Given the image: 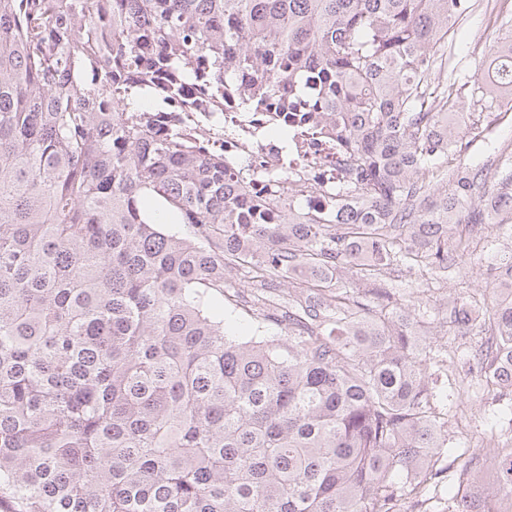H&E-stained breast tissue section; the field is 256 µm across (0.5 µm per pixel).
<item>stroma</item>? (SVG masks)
<instances>
[{"label":"stroma","mask_w":512,"mask_h":512,"mask_svg":"<svg viewBox=\"0 0 512 512\" xmlns=\"http://www.w3.org/2000/svg\"><path fill=\"white\" fill-rule=\"evenodd\" d=\"M468 13L460 17L452 28L450 37L456 47V75L464 84L465 92L478 89L481 84V64L491 49L503 37L512 33V8L505 0H471ZM494 115L482 113L480 122L485 135L470 143L467 150L454 155L452 166L483 164L489 154H496L504 167L512 166V124H494ZM505 229L486 228L475 236L476 250L465 257L462 264L447 273L422 280L404 267L388 271L387 281L404 294L411 309L428 312L438 326L433 330L431 342L435 347L451 348L455 359L448 373L433 372L430 382L435 390L447 389L449 378L469 380L472 375L471 355L481 341L478 334L457 336L442 327L448 302L463 292L483 294L491 292L494 281L491 270L498 266L504 254L512 252V214L505 215ZM512 406V394L502 398L477 389L464 391L461 398L448 402V439L460 454L450 460L452 471L461 470L471 453L489 457L494 446L484 440L487 425L502 417L506 407Z\"/></svg>","instance_id":"1"}]
</instances>
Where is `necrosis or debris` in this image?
I'll use <instances>...</instances> for the list:
<instances>
[{
	"label": "necrosis or debris",
	"mask_w": 512,
	"mask_h": 512,
	"mask_svg": "<svg viewBox=\"0 0 512 512\" xmlns=\"http://www.w3.org/2000/svg\"><path fill=\"white\" fill-rule=\"evenodd\" d=\"M207 89L198 83L182 84L178 93L160 97L157 110L162 131L178 127L198 134L209 146L224 155L228 170L254 193H276L287 199L297 188L315 206L327 195L326 182L311 180L300 164H287L292 145L281 143L270 133L271 123L264 113L206 112L199 103Z\"/></svg>",
	"instance_id": "4bbe7bcc"
}]
</instances>
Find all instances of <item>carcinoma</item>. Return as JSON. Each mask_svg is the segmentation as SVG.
<instances>
[{
  "instance_id": "obj_1",
  "label": "carcinoma",
  "mask_w": 512,
  "mask_h": 512,
  "mask_svg": "<svg viewBox=\"0 0 512 512\" xmlns=\"http://www.w3.org/2000/svg\"><path fill=\"white\" fill-rule=\"evenodd\" d=\"M470 0H0V512H429L449 467L430 323L382 279L452 267L512 214L449 33ZM204 79L335 150L325 213L257 197L153 122ZM481 101L512 100V38ZM173 220L194 234L166 232ZM258 283L237 336L226 271ZM368 283L359 290L348 276ZM512 385V298L444 317ZM448 478L449 512L512 505Z\"/></svg>"
}]
</instances>
